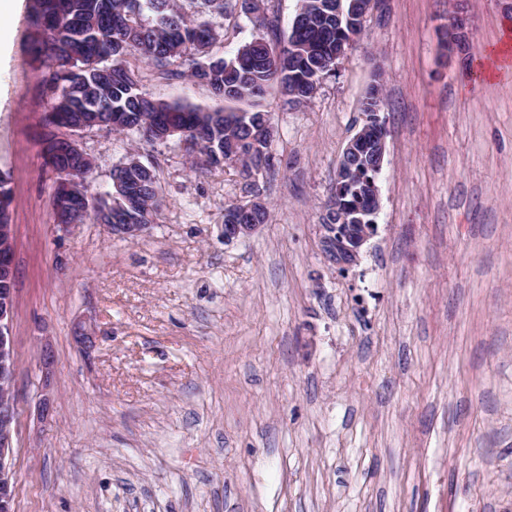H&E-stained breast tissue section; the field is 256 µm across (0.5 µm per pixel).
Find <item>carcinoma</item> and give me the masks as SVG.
Returning <instances> with one entry per match:
<instances>
[{"label":"carcinoma","mask_w":512,"mask_h":512,"mask_svg":"<svg viewBox=\"0 0 512 512\" xmlns=\"http://www.w3.org/2000/svg\"><path fill=\"white\" fill-rule=\"evenodd\" d=\"M329 0H299L297 14L284 43H293L307 53L306 67L280 60L279 69L267 68L274 55V42L263 37L238 48L234 56L222 60L216 72L202 64L209 60L211 45L220 32L209 20L222 15L230 0H34L31 16L34 37L32 51L43 60L46 71L42 82L50 93V103L41 122L48 129L44 139V164L57 178L69 175L59 149L66 143L64 128L78 121L85 112L97 118L96 127H108L118 119L123 127L144 129L163 119L188 131V138L199 145L204 161L219 165L224 160V145L238 138L247 124L252 126L268 116L262 100L273 83L295 103H305L330 76L336 41L340 31L348 30L352 0L343 2L344 14L325 8ZM136 55L157 68L180 62V75L206 84L215 99L224 103L217 109L181 101L156 99L141 83V76L127 64ZM248 147L237 159L249 167ZM142 209L134 212L139 224L153 223L159 210L154 175H137ZM116 196L102 200L98 212L85 216L72 212L63 219L69 224L112 223Z\"/></svg>","instance_id":"carcinoma-1"}]
</instances>
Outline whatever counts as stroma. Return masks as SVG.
I'll return each instance as SVG.
<instances>
[{"instance_id": "1", "label": "stroma", "mask_w": 512, "mask_h": 512, "mask_svg": "<svg viewBox=\"0 0 512 512\" xmlns=\"http://www.w3.org/2000/svg\"><path fill=\"white\" fill-rule=\"evenodd\" d=\"M276 30L213 16L227 57L284 38L298 0H263ZM32 0L0 50V172L15 226V512H512V69L476 68L512 27V0H380L315 97L279 92L268 218L228 242L244 199L231 166L189 169L179 138L93 128L90 192L130 149L162 207L130 243L87 222L61 232L44 165ZM467 43L448 51L450 19ZM146 90L202 106L205 85L146 66ZM385 81L377 233L348 271L321 253L336 166ZM93 326L83 352L78 325ZM54 409L38 412V338ZM39 359L43 373V388L45 394L40 402L39 409L41 415L48 416L53 409L54 394L52 391L53 378L55 373V358L52 346L49 342L44 341L40 343Z\"/></svg>"}]
</instances>
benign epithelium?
<instances>
[{
  "label": "benign epithelium",
  "instance_id": "1",
  "mask_svg": "<svg viewBox=\"0 0 512 512\" xmlns=\"http://www.w3.org/2000/svg\"><path fill=\"white\" fill-rule=\"evenodd\" d=\"M382 101L372 102V111L363 113V120L354 135L347 142L336 166L334 190L341 196L346 184L357 174L358 163L369 160L371 166L382 170L387 153V125L378 110ZM268 136L252 133L247 141L252 148L259 149V163L245 181L247 199L240 202V209L230 223L224 225V241L243 238L255 232L259 225L248 223L251 209L265 206L257 183L258 176L275 168V156L271 145L276 137L275 126L263 124ZM53 211L71 209L86 213L98 206V199L81 189L74 180H62L55 185ZM380 207V194L377 184H372L369 192L358 201L336 202V223L321 225L322 255L325 261L338 268L349 269L358 264L363 246L374 236L376 224L364 222V216L377 213ZM105 228L116 237L130 242L137 241L149 233V224H107ZM14 225L0 224V512H13L15 497V472L12 467L14 443L18 437L17 404L15 398L16 359L14 341L11 335V322L14 315ZM75 340L85 351L95 345L96 332L91 326H78ZM39 359L43 373L45 394L39 409L47 416L53 409L52 391L55 373V358L49 342L40 343Z\"/></svg>",
  "mask_w": 512,
  "mask_h": 512
}]
</instances>
